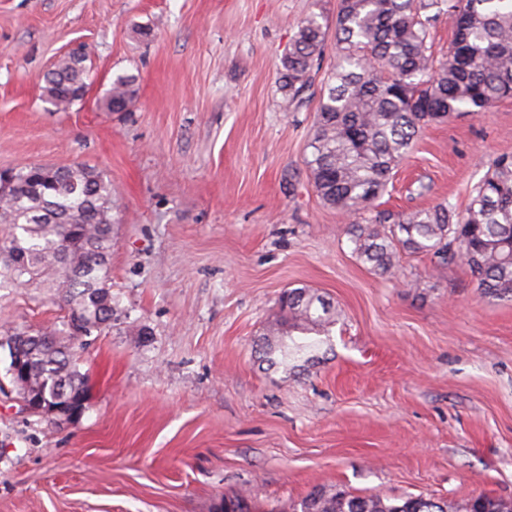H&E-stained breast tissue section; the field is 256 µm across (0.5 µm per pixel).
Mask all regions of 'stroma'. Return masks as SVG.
I'll list each match as a JSON object with an SVG mask.
<instances>
[{"label":"stroma","instance_id":"obj_1","mask_svg":"<svg viewBox=\"0 0 512 512\" xmlns=\"http://www.w3.org/2000/svg\"><path fill=\"white\" fill-rule=\"evenodd\" d=\"M339 0H0V169L84 164L112 182L109 325L78 350L83 414L50 422L0 392V512H221L248 496L292 512L310 491L512 498V302L461 263L401 254L380 275L351 217L323 204L306 160L335 65L327 48L286 108L281 59ZM86 48V97L60 111L45 75ZM135 76L124 112L102 102ZM512 156V99L426 126L380 210L464 208ZM429 190L418 194V184ZM328 300L308 360L262 347L278 299ZM45 288H0V336L61 333Z\"/></svg>","mask_w":512,"mask_h":512}]
</instances>
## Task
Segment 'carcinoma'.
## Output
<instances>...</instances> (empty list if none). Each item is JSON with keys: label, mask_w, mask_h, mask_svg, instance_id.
Wrapping results in <instances>:
<instances>
[{"label": "carcinoma", "mask_w": 512, "mask_h": 512, "mask_svg": "<svg viewBox=\"0 0 512 512\" xmlns=\"http://www.w3.org/2000/svg\"><path fill=\"white\" fill-rule=\"evenodd\" d=\"M446 10L454 31L448 58L436 62L428 26ZM336 64L320 102L306 161L324 204L361 219L349 225L353 253L379 274L394 271L400 254H426L439 265L466 264L482 294L512 302V156L496 158L473 188L465 209L439 204L410 212L364 216L387 191L393 170L429 123L478 114L512 97V0H340L336 14ZM325 31L317 16L304 20L281 61L285 103L303 102L313 65L324 54ZM90 71L86 56L62 58L45 76L41 97L55 108L84 98ZM136 95L135 78L118 75L104 101L124 112ZM13 183L0 194V288H52L69 306L68 336L60 343L43 332L29 344V374L19 396L55 403H85L84 378L74 332L86 336L112 321V184L94 169L42 165L11 169ZM300 331L334 323L322 297L304 288L279 300ZM310 348L278 343L264 351L272 364L288 365ZM298 512H448V501L424 496H356L315 489ZM224 512H250L242 494L224 497ZM455 512H512V500L479 496Z\"/></svg>", "instance_id": "1"}]
</instances>
